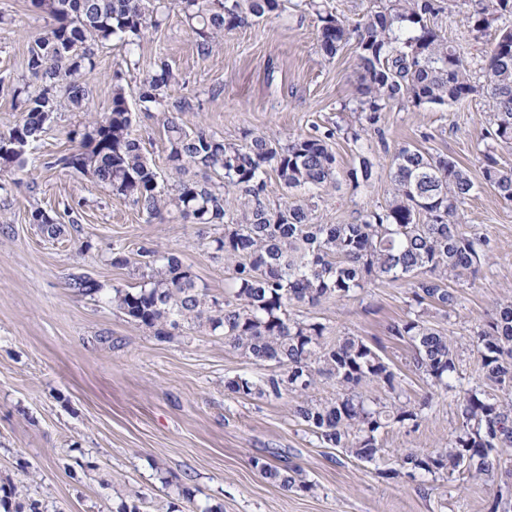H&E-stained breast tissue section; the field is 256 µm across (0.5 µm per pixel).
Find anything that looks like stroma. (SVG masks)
I'll list each match as a JSON object with an SVG mask.
<instances>
[{"instance_id": "35a3bbf8", "label": "stroma", "mask_w": 512, "mask_h": 512, "mask_svg": "<svg viewBox=\"0 0 512 512\" xmlns=\"http://www.w3.org/2000/svg\"><path fill=\"white\" fill-rule=\"evenodd\" d=\"M432 22L466 44L477 64L488 49L472 32L469 0H458ZM0 132L20 118L14 87L28 80L25 62L33 39L50 20L30 0H0ZM178 76L171 99L189 97L190 121L225 141L247 134L280 141L329 136L336 156L335 187L302 189L321 224H349L384 207L391 159L399 148L445 154L465 166L476 190L461 207L467 230L490 240V258L476 278L457 286L458 309L440 325L469 343L496 304L512 296V205L482 178L481 140L489 126L482 95L450 105L390 104L361 141L346 137L358 125L359 70L354 45L323 56L319 23L306 0H284L281 10L225 32L208 58L198 57L178 7L134 52L115 42L99 46L90 75L89 110L105 112L113 76L122 72L133 133L160 174L168 172V142L159 110L140 108L142 79L160 62ZM85 114L59 106L47 125L20 186L0 192V488L11 504L37 503L39 512H488L501 478L468 473L388 477L404 448L425 453L444 446L461 425L458 395L432 391L410 366L408 343L386 337L405 318V282L382 278L364 291L320 305H296L294 318L326 327L329 339L360 336L381 342L382 356L401 376L408 398L424 403L419 422L383 434L377 463L361 462L319 444L292 408L279 400L237 397L224 387L241 376L271 373L206 327L182 324L168 335L131 320L112 306L113 288L141 282L136 264L113 265L152 243L176 255L211 294L223 297L230 273L199 227L181 220L148 219L137 206L91 178L57 166L74 151L67 134ZM374 164L367 181L348 173L359 154ZM57 218L61 234L44 237L34 210ZM88 275L103 289L81 295L71 278ZM262 460L296 467L310 485L286 491L254 468Z\"/></svg>"}]
</instances>
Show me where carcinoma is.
<instances>
[{
	"instance_id": "cac0c4a2",
	"label": "carcinoma",
	"mask_w": 512,
	"mask_h": 512,
	"mask_svg": "<svg viewBox=\"0 0 512 512\" xmlns=\"http://www.w3.org/2000/svg\"><path fill=\"white\" fill-rule=\"evenodd\" d=\"M168 0H30L51 20L50 29L28 50L31 80L15 88L21 118L0 133L17 142L0 154V173L24 171L48 114L65 102L74 112L88 110L87 75L95 68L98 46L117 40L130 48L164 20ZM319 22V41L329 58L345 44L356 43L362 70L359 106L365 122L376 125L391 103L419 107L463 101L483 89L489 109L487 137L512 146V0H474L472 31L489 38L477 85L465 50L430 24L441 10L435 0H385L380 9L355 25L308 0ZM199 56H209L224 31L276 13L280 0H178ZM115 77L108 112L93 115L69 132L78 149L55 164L90 177L130 200L152 219L175 213L192 224L223 228L210 244L231 264L230 291L220 301L196 282L174 255L148 244L137 249L143 283L114 288L110 301L130 319L167 335L165 327L194 323L224 335L225 343L280 372L255 383L240 376L225 387L235 395L274 397L299 393L295 406L320 443L344 448L361 461L379 459L381 435L395 423L417 421L429 405L407 400L386 410L363 388L375 385L389 393L401 388L398 375L358 336L326 341L320 322L298 321L288 309L296 304L341 300L379 278L403 280L413 312L388 324L387 338L408 341L412 365L438 390L455 388L458 346L428 314H443L458 305L450 282L473 277L489 259L486 236L465 231L460 208L475 183L468 170L442 154L404 146L391 160L389 199L357 223L317 224L305 201L288 198L271 205L266 179L276 173L289 190L336 185V156L325 139L297 136L283 144L257 135L245 145L226 143L183 116L196 111L193 100L168 101L177 82L162 61L142 81L139 102L145 110L162 108L169 144L173 183L160 186V174L133 135L132 111ZM482 174L496 196L512 203V168L501 166L491 147L481 151ZM239 193L240 214L227 217L226 195ZM33 223L49 238L62 232L47 212L31 213ZM69 286L86 295L103 286L88 275ZM484 383L463 390L459 398L461 426L448 446L430 453L405 449L400 467L409 477L418 471L467 472L492 477L501 468L499 449L512 447V299L496 307L472 339ZM320 377L336 385V398L312 399ZM260 472L288 490L309 486L287 471L254 461Z\"/></svg>"
}]
</instances>
